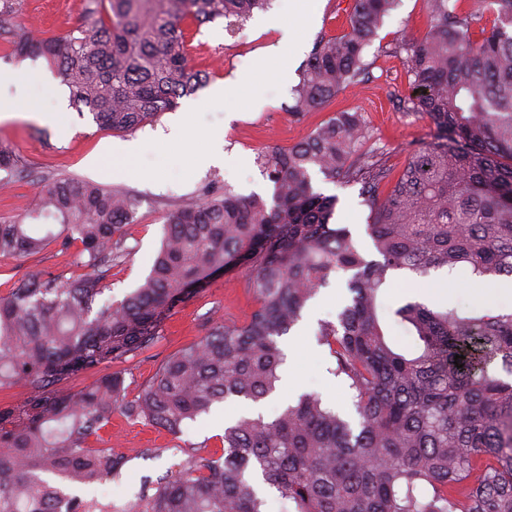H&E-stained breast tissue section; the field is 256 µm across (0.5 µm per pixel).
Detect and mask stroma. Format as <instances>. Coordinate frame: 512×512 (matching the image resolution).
<instances>
[{"instance_id": "obj_1", "label": "stroma", "mask_w": 512, "mask_h": 512, "mask_svg": "<svg viewBox=\"0 0 512 512\" xmlns=\"http://www.w3.org/2000/svg\"><path fill=\"white\" fill-rule=\"evenodd\" d=\"M349 4L350 0H320L316 11L304 18L295 41L289 40L287 28L268 23L270 14L279 8L277 0H271L267 10L256 12L241 36L228 34L220 22L191 33L190 57L193 64L208 71V84L182 98L175 111L165 113L154 125L135 132L100 129L90 113H79L71 105L58 121H37L20 114L0 122V145L11 148L18 159L17 171L0 170V218L21 217L36 207L34 182L41 177H74L136 194L140 206L136 222L127 227L128 255L112 271L111 294L118 299L148 274L169 211L197 201L208 186H226L243 195H270L272 189L256 163L259 150L268 144L291 146L333 113L355 112L364 120L369 137L363 150L376 154L386 167L389 176L381 188L389 190L411 155L434 134L427 118L403 106L411 89L406 53L400 44L425 34L429 24L426 0H399L365 50L368 69L363 81L339 92L323 109L302 120L288 113L314 41L345 33ZM14 7L18 22L39 40L72 28L83 15L84 0H15ZM219 87L226 88L227 94L217 101L213 94ZM180 120L198 132L223 137L225 163H209L202 154V142L176 145L162 138V131ZM107 142L134 143L138 150L131 161L117 156L109 165L90 169L87 158ZM314 185L337 196V223L352 231L363 252H370L368 209L358 186L331 183L320 176ZM74 256V250L64 251L56 244L31 257L0 256V296L7 295L18 280L33 275L80 274ZM246 272V267H236L189 292L166 321L159 343L125 362L130 393H137L165 358L207 336L216 325L247 321L254 300L245 286ZM474 285V279L463 271L450 277L435 271L425 278L398 273L384 294L383 308L390 314L404 302L422 298L435 308L486 311V303L472 293ZM346 295L339 282L321 289L296 329L280 339L283 366L296 371L298 392L319 394L343 411L351 407L348 390L331 373L329 354L318 344L316 331L319 321L335 319ZM247 410L244 403L218 405L177 435L113 416L102 434L103 445L121 449L128 462L120 479L95 485L91 496L108 493L116 502L133 499L145 481L177 471L192 448L204 444L217 448V436L225 423Z\"/></svg>"}]
</instances>
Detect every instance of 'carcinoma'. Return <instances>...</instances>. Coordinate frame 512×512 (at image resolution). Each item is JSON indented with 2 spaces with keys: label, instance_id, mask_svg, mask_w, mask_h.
Listing matches in <instances>:
<instances>
[{
  "label": "carcinoma",
  "instance_id": "carcinoma-1",
  "mask_svg": "<svg viewBox=\"0 0 512 512\" xmlns=\"http://www.w3.org/2000/svg\"><path fill=\"white\" fill-rule=\"evenodd\" d=\"M493 26L458 0H427V33L404 45L412 98L435 135L387 194L386 168L359 154L366 130L337 112L295 145L256 157L272 195L206 188L170 211L149 273L120 299L104 297L127 254L138 200L74 178L40 179V205L0 218V256L78 245L76 277L36 275L0 297V391L22 386L21 405H0V512H107L86 489L120 475L126 456L91 438L117 413L178 434L220 402L259 403L284 361L279 338L319 290L346 277L336 321L319 322L320 345L348 389L341 413L301 393L266 418L224 427L222 454L191 455L112 512H268L261 482L288 512H512V312L463 313L408 301L394 310L409 345L383 312L391 277L463 269L512 277V0H481ZM267 0H85L67 32L32 43L0 0V40L11 56L57 67L70 100L103 130L130 132L176 109L206 82L190 65L186 28L241 26ZM396 0H351L347 32L320 38L294 89L290 115L330 102L366 68L363 52ZM360 185L371 255L334 223L337 198L313 176ZM237 265L256 306L162 362L129 396L120 364L153 349L187 292ZM460 359H455V356ZM498 359L501 373L487 365ZM462 367H455V363ZM115 366L71 391L80 374Z\"/></svg>",
  "mask_w": 512,
  "mask_h": 512
}]
</instances>
